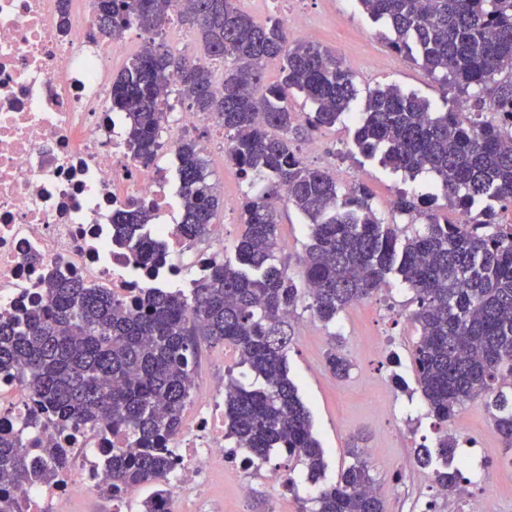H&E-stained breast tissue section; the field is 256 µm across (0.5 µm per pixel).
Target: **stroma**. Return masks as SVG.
Returning a JSON list of instances; mask_svg holds the SVG:
<instances>
[{"label": "stroma", "instance_id": "35a3bbf8", "mask_svg": "<svg viewBox=\"0 0 512 512\" xmlns=\"http://www.w3.org/2000/svg\"><path fill=\"white\" fill-rule=\"evenodd\" d=\"M300 9L313 18L312 40L342 58L355 63L353 73L357 95L350 113L331 129L310 131L307 139L297 140L295 148L306 141L318 142L319 152L307 156L306 164L337 174L344 171L373 194V206L384 221H397L401 235L421 229L422 219L407 221L393 218L391 203L397 191L415 195L435 193L437 181L427 173L409 178L368 159L352 149L353 114L360 112L369 90L386 85L399 86L428 100L433 110L447 108L446 99L427 73L410 58L390 48L381 24L375 23L359 8L356 0H300ZM211 179L222 197H245L255 190L237 167L226 157L206 155ZM305 218L287 207L278 229L279 257L291 273L300 270L299 259L308 243ZM402 310V317L388 315V308ZM416 304L413 294L400 276L392 274L375 296L341 312L336 321L323 324L305 306H298L292 318L294 339L288 350V375L307 405L313 433L319 440L326 462L320 483H311L306 468L285 453L274 452L259 472L250 474L252 490L240 497V474L232 468L211 474L210 504L213 512H300L310 506L319 485L334 483L340 469L348 465L347 443L351 436L367 435L368 463L385 512H421L426 500H434L436 512H459L462 499L483 497L486 512H512V450L503 448L488 413L481 402L465 405L453 423L463 434L477 441L486 460L498 467L497 481L490 487L463 485L445 497H431L428 469L417 463L421 447L435 448L445 430L429 414L419 390L412 362L417 329L411 318ZM338 335L342 350L352 363L348 378L339 380L327 369L325 354L331 335ZM207 376L219 379L226 372L249 389L259 388L260 380L246 366H237L235 352L222 345L209 347ZM292 473L297 481L294 496H275L272 477ZM404 479L402 495L391 496L389 488Z\"/></svg>", "mask_w": 512, "mask_h": 512}]
</instances>
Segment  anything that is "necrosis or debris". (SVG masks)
I'll list each match as a JSON object with an SVG mask.
<instances>
[{"label": "necrosis or debris", "instance_id": "4bbe7bcc", "mask_svg": "<svg viewBox=\"0 0 512 512\" xmlns=\"http://www.w3.org/2000/svg\"><path fill=\"white\" fill-rule=\"evenodd\" d=\"M69 0L68 28H59V0H0V320L44 305L41 285L51 276L76 278L131 301L146 289L176 284L195 288L224 260V232L184 237L170 194L177 149L186 131L208 126L206 114L179 107L164 138L166 163H143L126 145L121 113L111 111L114 61L119 46L105 36L85 42L95 17ZM135 203L149 224L121 243L112 235L113 213ZM162 257L143 267L137 239ZM224 385L199 389L193 416L171 442L176 465L172 492L209 497L205 475L229 458L224 435ZM38 400L10 375H0V436L61 448L70 469L56 483L13 487L0 493L23 501L25 512H70L80 497L107 495L100 472L113 449H128L125 434L105 428H24Z\"/></svg>", "mask_w": 512, "mask_h": 512}]
</instances>
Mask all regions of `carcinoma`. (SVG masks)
<instances>
[{"label":"carcinoma","mask_w":512,"mask_h":512,"mask_svg":"<svg viewBox=\"0 0 512 512\" xmlns=\"http://www.w3.org/2000/svg\"><path fill=\"white\" fill-rule=\"evenodd\" d=\"M170 0H92L100 31L118 41L135 25L159 33ZM236 0H191L179 14L204 55L229 61L220 81L210 68L190 66L155 44L131 57L112 84L111 107L125 115L127 146L142 162L157 156L165 107L164 88L177 87L197 112L224 127L227 157L245 176L264 181L245 198L236 245L239 264L215 265L188 295L164 288L126 308L105 288L77 280H48L47 304L23 317L0 321V374H14L63 427L122 430L135 447L115 451L102 481L114 489L169 492L173 449L162 446L181 430L192 389L191 369L201 343L230 344L239 364L262 380L248 390L233 376L224 380L225 436L252 460L280 450L301 461L308 478L325 469L310 411L288 376L287 353L294 330L289 315L304 300L323 323L346 307L371 298L394 273L412 290L418 329L413 362L430 414L441 424L468 402L479 400L492 417L504 447L512 448V232L504 230L492 202L512 205V144L487 112L512 113V0H357L383 22L390 47L405 52L438 84L465 96L457 108L434 112L429 103L396 85L369 93L354 118L359 154L414 177L433 174L448 205L472 210L469 224L440 216L438 196L415 198L400 191L393 212L425 219L424 231L399 240L395 223L379 218L365 186L344 190L328 172L312 169L293 153L289 136L331 128L349 111L354 75L336 53L292 38L275 18L258 22ZM279 63V78L264 82L265 66ZM313 105L306 125L291 99ZM178 155L184 203L181 234L207 235L219 206L206 161L195 142ZM286 195H281V191ZM308 221L309 244L300 280L278 260L279 203ZM142 211L120 212L115 223H148ZM326 365L338 379L349 375L348 359L333 346ZM335 484L319 491L303 512H383L365 448ZM68 467L58 448H30L0 436V478L18 486L50 484ZM453 492L459 469L436 473Z\"/></svg>","instance_id":"cac0c4a2"}]
</instances>
